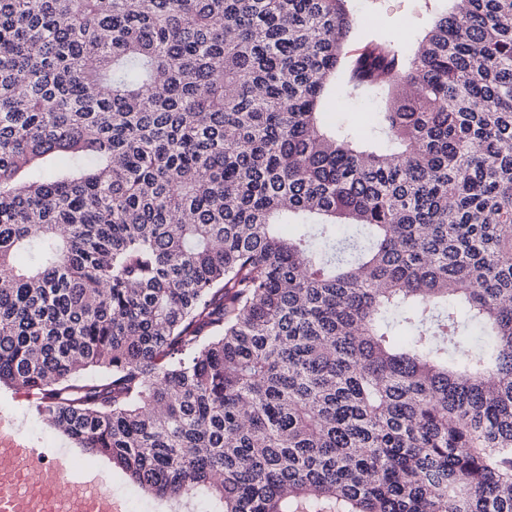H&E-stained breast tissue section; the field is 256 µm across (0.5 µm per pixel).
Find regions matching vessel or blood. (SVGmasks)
<instances>
[{
    "instance_id": "1",
    "label": "vessel or blood",
    "mask_w": 512,
    "mask_h": 512,
    "mask_svg": "<svg viewBox=\"0 0 512 512\" xmlns=\"http://www.w3.org/2000/svg\"><path fill=\"white\" fill-rule=\"evenodd\" d=\"M0 512H124V505L65 454L46 455L0 429Z\"/></svg>"
}]
</instances>
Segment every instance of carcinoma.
I'll list each match as a JSON object with an SVG mask.
<instances>
[{"instance_id": "cac0c4a2", "label": "carcinoma", "mask_w": 512, "mask_h": 512, "mask_svg": "<svg viewBox=\"0 0 512 512\" xmlns=\"http://www.w3.org/2000/svg\"><path fill=\"white\" fill-rule=\"evenodd\" d=\"M347 2L0 0V386L212 512H512V0ZM431 0H351L353 30L345 44L349 54L358 52L367 37L394 36L404 32L406 43L417 46L433 20ZM325 106V120L336 126H351L363 136V144L370 143L377 136L372 113L381 112L384 102L381 98H360L343 92H336L332 101ZM371 110V112H369Z\"/></svg>"}]
</instances>
